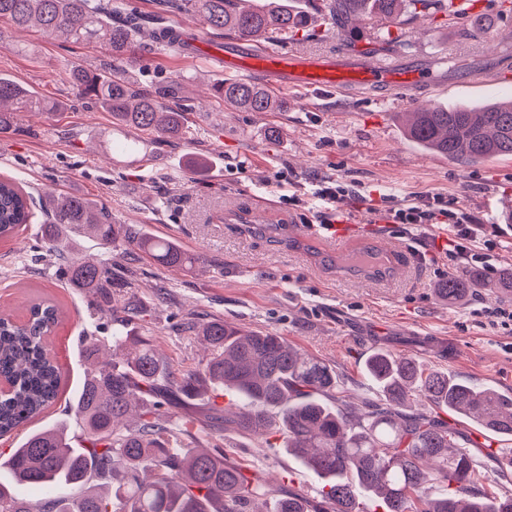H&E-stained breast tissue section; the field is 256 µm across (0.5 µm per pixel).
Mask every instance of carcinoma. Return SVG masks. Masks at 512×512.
<instances>
[{"label": "carcinoma", "instance_id": "cac0c4a2", "mask_svg": "<svg viewBox=\"0 0 512 512\" xmlns=\"http://www.w3.org/2000/svg\"><path fill=\"white\" fill-rule=\"evenodd\" d=\"M244 0H168V7L193 14L202 27L251 40L288 35L304 28L308 15L267 0L263 8L239 7ZM323 7L341 23L355 14L375 13L394 22L402 14L434 10L463 20V8L444 0H326ZM0 19L17 29L39 27L64 42L97 43L112 60L132 58L157 45L181 52L192 49L194 35L171 27L148 28L131 10L112 0H0ZM70 80L112 120L169 140L187 133L184 112L162 107L170 88L145 91L122 70L69 69ZM213 90L224 104L248 112H278L287 100L254 83L222 81ZM54 107L21 84L0 77V136L16 130L18 110ZM408 136L421 148L463 164L512 157V100L481 108L432 107L412 113ZM41 249L58 254L69 236L99 241L107 253L118 243L133 246L166 267L190 268L201 257L174 241L140 237L112 213L82 195H50L45 207ZM35 219L23 188L0 180V239L16 237ZM63 276L75 288L92 293L100 310L124 311L115 304L112 263L70 259ZM482 283V274L451 273L437 296L450 304ZM489 287L512 301V268L498 272ZM60 318L46 301L35 302L17 320L0 315V436L25 431L60 394L61 373L47 337ZM211 353L205 364L171 371L150 336L132 335L112 324L107 343L86 342L91 362L77 392L74 421L84 445L74 447L66 426L25 431L0 468L11 481L0 482V512H249L257 498L276 497L274 512H512V497L499 498L486 483L512 480V448L477 459L456 432L437 416L405 410L411 397L471 419L483 430L512 438V397L491 387L458 382L426 367L414 356L388 350L365 361L385 404H367L359 417L339 403L336 373L323 362L288 345L272 333L246 331L220 319L198 325ZM247 402L242 409L216 408L209 424L217 431L232 426L244 434L283 436L288 453L321 480L319 498L285 492L249 469L229 462L216 450L183 453L192 437L188 421L173 423L169 407L179 396L195 397L205 383ZM74 489L55 496L54 487ZM35 486L45 496L33 503L14 486ZM443 487L437 499L426 495ZM366 494L373 507L361 506Z\"/></svg>", "mask_w": 512, "mask_h": 512}]
</instances>
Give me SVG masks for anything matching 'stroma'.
<instances>
[{"instance_id":"obj_1","label":"stroma","mask_w":512,"mask_h":512,"mask_svg":"<svg viewBox=\"0 0 512 512\" xmlns=\"http://www.w3.org/2000/svg\"><path fill=\"white\" fill-rule=\"evenodd\" d=\"M485 30L465 33L446 14L404 15L385 24L378 16L337 26L323 13L279 41V48L314 55L372 56L389 64L431 67L452 60L464 72L494 68L512 53V8L503 0H474L469 12ZM111 67L96 44H63L41 30H16L0 20V76L20 82L52 112H21L17 130L0 136V179H13L33 197L74 192L98 200L114 223L175 240L201 260L189 269L164 267L131 249L112 254V271L133 269V285L117 293L130 301L132 332L150 331L173 371L206 362L207 344L191 322L219 318L246 330L284 336L301 352L331 367L337 395L355 408L377 400L363 372L375 347L418 357L428 366L474 386L512 394V326L494 325L487 314L501 302L490 288H476L451 304L436 290L449 272L446 226L405 234L382 223L389 205L441 195L478 224L479 240L491 241L497 268L512 266V159L466 165L415 145L406 135L408 112L424 106H481L512 98V86L464 84L448 78L442 88L418 89L409 100L394 92L347 90L288 93L283 112H244L225 107L212 86L219 74L190 55L146 51L124 64L141 88L177 83L174 105L186 112L188 132L177 143L113 124L110 113L80 98L69 63ZM284 172L296 190L310 192L317 179L348 191L336 203L344 221L376 224L390 240L413 252L416 263L386 281L337 278L307 248L283 237L299 224L274 179ZM369 192L368 202L355 200ZM42 221L0 240V312L23 317L36 299L52 300L60 319L49 345L64 387L35 428H78L70 402L87 369L84 339L108 333V319L88 293L69 287L63 260L44 256ZM225 456L281 487L313 496L320 479L285 449L269 453L257 436L225 431Z\"/></svg>"}]
</instances>
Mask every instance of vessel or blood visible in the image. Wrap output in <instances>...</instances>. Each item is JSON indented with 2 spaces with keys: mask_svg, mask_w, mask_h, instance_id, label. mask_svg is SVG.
Masks as SVG:
<instances>
[{
  "mask_svg": "<svg viewBox=\"0 0 512 512\" xmlns=\"http://www.w3.org/2000/svg\"><path fill=\"white\" fill-rule=\"evenodd\" d=\"M197 54L215 61L227 75L259 74L272 81L308 91L390 88L408 91L414 85L437 86L436 77L415 68L387 65L372 58H335L303 55L276 48L248 47L221 49L204 43ZM349 224H326L300 229L303 237L322 240L337 273L358 271L369 276L406 267L409 258L400 251L381 249L371 240L351 246Z\"/></svg>",
  "mask_w": 512,
  "mask_h": 512,
  "instance_id": "1",
  "label": "vessel or blood"
}]
</instances>
